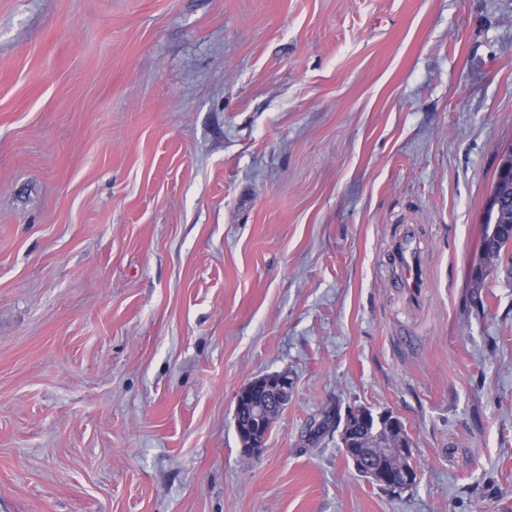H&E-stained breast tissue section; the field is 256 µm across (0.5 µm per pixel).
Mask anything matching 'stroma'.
<instances>
[{
	"mask_svg": "<svg viewBox=\"0 0 512 512\" xmlns=\"http://www.w3.org/2000/svg\"><path fill=\"white\" fill-rule=\"evenodd\" d=\"M508 152L512 0H0V512H512ZM359 407L416 486L320 429ZM510 202V198L507 199V195L504 192H500L495 189L490 196L487 210L492 215L493 219L499 217L501 211L506 209V206ZM499 230L496 237L489 241H486V237L483 242V248L488 252L486 259V267L488 271L485 276L497 269L500 262L507 257L510 264L512 265V205L507 211V219L505 223L498 224ZM392 256L398 271L393 288H399L407 298L417 300L427 282L417 224H401L399 235L392 245ZM268 393V402H256L251 400L252 394L257 390ZM293 390V382L288 378V373H277L255 378L241 387L236 395V409L246 405L252 412V420L249 428V444L253 448H242L252 456H257L266 441L270 431L271 419L280 414L288 405V400ZM378 430H380L378 436L388 446V448H376L375 446L368 448L365 446L364 448H357L361 450L365 449L364 455L354 454L352 452V448L349 446L350 440L348 437L350 436V427H348L347 429L344 428L343 436L340 440L342 450L352 460L356 469L368 473V475H370V479L381 487L393 492L408 490L413 483V474L410 470H404L403 479H395L386 473L383 462L379 461L377 465H375V463L378 460V457L382 460L384 456H386L387 459H390L391 462L398 463L397 461H400L403 463L406 459L410 458L412 448H409L405 443H403L401 448H399L401 436L399 433L387 431L386 421H382V424L378 426Z\"/></svg>",
	"mask_w": 512,
	"mask_h": 512,
	"instance_id": "35a3bbf8",
	"label": "stroma"
}]
</instances>
